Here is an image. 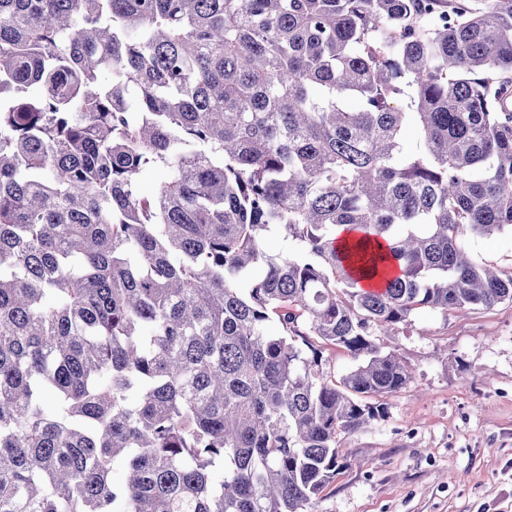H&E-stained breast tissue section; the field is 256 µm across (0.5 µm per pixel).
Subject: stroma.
<instances>
[{
  "label": "stroma",
  "instance_id": "obj_1",
  "mask_svg": "<svg viewBox=\"0 0 512 512\" xmlns=\"http://www.w3.org/2000/svg\"><path fill=\"white\" fill-rule=\"evenodd\" d=\"M469 251L512 273V234ZM388 343L412 379L381 419L339 437L351 464L316 512H512V303L423 313Z\"/></svg>",
  "mask_w": 512,
  "mask_h": 512
}]
</instances>
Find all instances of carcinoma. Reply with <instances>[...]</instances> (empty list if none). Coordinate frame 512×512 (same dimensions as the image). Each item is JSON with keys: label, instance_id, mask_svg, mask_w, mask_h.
Returning <instances> with one entry per match:
<instances>
[{"label": "carcinoma", "instance_id": "obj_1", "mask_svg": "<svg viewBox=\"0 0 512 512\" xmlns=\"http://www.w3.org/2000/svg\"><path fill=\"white\" fill-rule=\"evenodd\" d=\"M506 230L512 0H0V512H314ZM320 345L322 346L323 360H325L323 362L326 364L323 365V368L328 375L336 376V379H339L353 366V360L345 349L338 346H327L323 343Z\"/></svg>", "mask_w": 512, "mask_h": 512}]
</instances>
